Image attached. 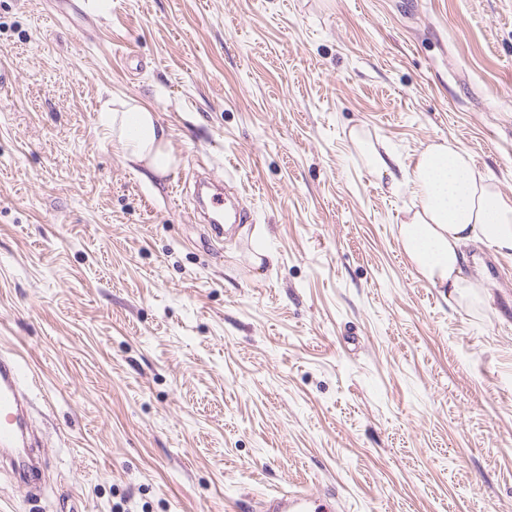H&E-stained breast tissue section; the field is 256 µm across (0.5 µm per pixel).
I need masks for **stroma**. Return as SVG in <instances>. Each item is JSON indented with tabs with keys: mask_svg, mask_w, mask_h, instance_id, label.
<instances>
[{
	"mask_svg": "<svg viewBox=\"0 0 512 512\" xmlns=\"http://www.w3.org/2000/svg\"><path fill=\"white\" fill-rule=\"evenodd\" d=\"M0 69V352L44 460L0 464V512H512V258L470 244L487 302L457 306L356 144L455 140L512 198V0H0ZM115 99L167 173L116 152ZM100 124L125 161L142 164L155 174L174 165L167 131L157 122L149 105L136 100H112V107L107 104L101 112ZM341 508L338 492L325 490L321 497L303 491H279L263 501L264 512H335Z\"/></svg>",
	"mask_w": 512,
	"mask_h": 512,
	"instance_id": "1",
	"label": "stroma"
}]
</instances>
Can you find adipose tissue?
<instances>
[{
  "instance_id": "1",
  "label": "adipose tissue",
  "mask_w": 512,
  "mask_h": 512,
  "mask_svg": "<svg viewBox=\"0 0 512 512\" xmlns=\"http://www.w3.org/2000/svg\"><path fill=\"white\" fill-rule=\"evenodd\" d=\"M100 124L125 161L156 174L174 165L168 134L150 106L134 100L113 103L101 112ZM369 157L389 191L407 183L413 188L418 204L400 221L399 241L417 272L447 289L458 304H484L485 287L468 273L465 249L478 241L512 255V198L453 141L428 144L410 171L391 152L373 147Z\"/></svg>"
}]
</instances>
